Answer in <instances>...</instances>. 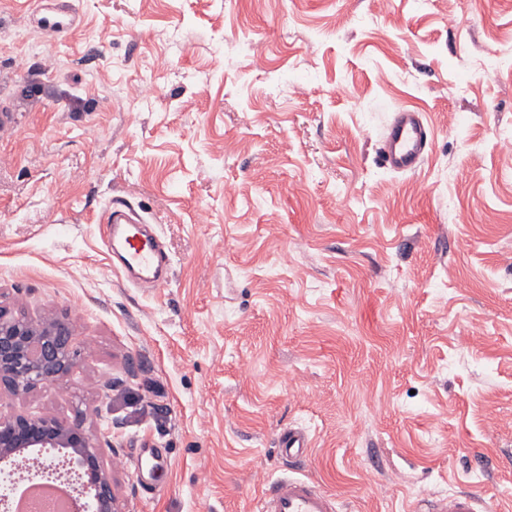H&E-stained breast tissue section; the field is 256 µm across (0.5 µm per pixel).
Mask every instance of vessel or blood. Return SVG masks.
<instances>
[{
  "label": "vessel or blood",
  "mask_w": 512,
  "mask_h": 512,
  "mask_svg": "<svg viewBox=\"0 0 512 512\" xmlns=\"http://www.w3.org/2000/svg\"><path fill=\"white\" fill-rule=\"evenodd\" d=\"M432 149V136L419 113L402 109L395 112L382 147L383 163L393 172L416 171ZM107 228L105 243L112 248L123 270L137 278L158 280L169 257L159 243L152 224L133 217L129 206L116 200L104 209ZM282 454L296 461L311 446L309 435L288 429L279 441ZM256 512H336L335 501L314 482L293 477L270 484L256 504ZM429 512H478L476 499L467 493H453L437 500Z\"/></svg>",
  "instance_id": "vessel-or-blood-1"
}]
</instances>
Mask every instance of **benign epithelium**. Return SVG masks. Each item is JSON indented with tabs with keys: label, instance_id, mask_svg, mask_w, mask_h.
<instances>
[{
	"label": "benign epithelium",
	"instance_id": "7a95c632",
	"mask_svg": "<svg viewBox=\"0 0 512 512\" xmlns=\"http://www.w3.org/2000/svg\"><path fill=\"white\" fill-rule=\"evenodd\" d=\"M71 324L59 317L38 320L12 315L0 306V390L15 396L53 385L76 368ZM67 448L70 464L81 469L91 485L93 512H121L112 474L103 466L109 431L92 432L83 418L60 421L45 414L0 416V458L28 448Z\"/></svg>",
	"mask_w": 512,
	"mask_h": 512
}]
</instances>
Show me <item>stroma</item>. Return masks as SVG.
Instances as JSON below:
<instances>
[{
	"label": "stroma",
	"mask_w": 512,
	"mask_h": 512,
	"mask_svg": "<svg viewBox=\"0 0 512 512\" xmlns=\"http://www.w3.org/2000/svg\"><path fill=\"white\" fill-rule=\"evenodd\" d=\"M53 7L0 0V305L65 317L78 366L0 415L100 407L123 512H253L285 475L512 512V0H73L65 37ZM403 107L412 174L381 161ZM115 197L158 286L112 263ZM432 136L419 113L402 109L394 113L382 147L384 166L393 172L416 171L432 149ZM102 224L106 225L104 243L112 248L123 270L137 278L158 281L159 272L168 266L169 257L159 243L158 233L143 218H135L129 206L116 200L104 209ZM282 454L290 461H298L311 447L309 435L300 429H288L279 441Z\"/></svg>",
	"instance_id": "35a3bbf8"
}]
</instances>
